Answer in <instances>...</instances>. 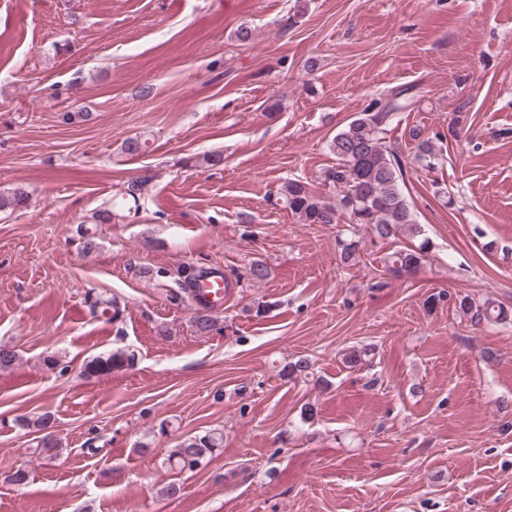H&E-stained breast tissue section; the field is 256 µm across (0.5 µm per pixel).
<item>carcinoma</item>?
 <instances>
[{
	"label": "carcinoma",
	"mask_w": 512,
	"mask_h": 512,
	"mask_svg": "<svg viewBox=\"0 0 512 512\" xmlns=\"http://www.w3.org/2000/svg\"><path fill=\"white\" fill-rule=\"evenodd\" d=\"M400 92L393 91L383 98L374 99L362 112L330 140L328 147L336 163L323 171L322 184L332 189L331 201L317 194L306 181L294 179L285 183L275 196V204L296 216L302 224H339L347 220L354 229L366 226L371 241L387 243L402 231L413 237L422 235L413 211L403 193L400 182L401 163L397 152L387 144V134L393 116L402 111ZM410 137L416 142L414 159L425 168L436 165L439 151L430 138L421 137L414 129ZM150 177L144 175L128 183L125 197L112 200L91 215L93 224H110L116 211L128 201L138 204ZM340 257L349 264L360 258V241L345 239L340 242ZM429 253V241L403 246L384 258L386 273L393 277L418 270ZM456 311L474 326L484 322L504 323L512 319L508 308L488 299L479 301L469 295L454 299ZM196 330L208 334L216 329V317L207 309H197L192 316ZM131 363V356L123 351L92 359L85 367L89 374L108 375ZM26 426L45 432L40 441L43 452L53 458L59 455V442L46 433L49 416L42 414L23 420ZM223 435L207 432L181 441L167 458L169 466L180 470H194L220 447Z\"/></svg>",
	"instance_id": "carcinoma-1"
}]
</instances>
